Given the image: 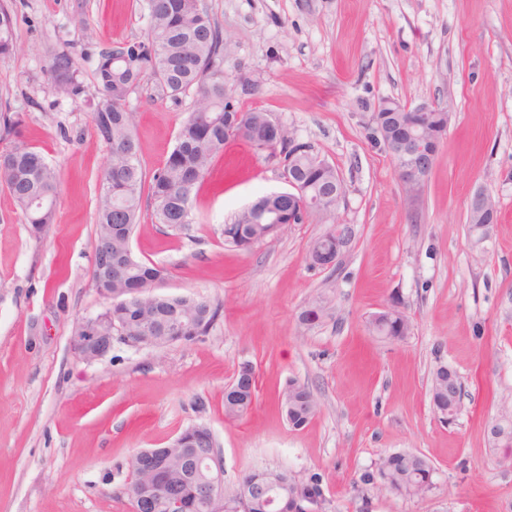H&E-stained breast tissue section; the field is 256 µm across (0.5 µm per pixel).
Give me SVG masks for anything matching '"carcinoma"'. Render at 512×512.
I'll list each match as a JSON object with an SVG mask.
<instances>
[{
    "mask_svg": "<svg viewBox=\"0 0 512 512\" xmlns=\"http://www.w3.org/2000/svg\"><path fill=\"white\" fill-rule=\"evenodd\" d=\"M149 28L141 41H116L95 53L93 87L85 85L74 58L56 54L49 72L57 92L76 104L91 108V119L99 138L108 148V162L99 185L96 237L97 248L90 279L96 288L112 289V330L127 336H152L157 346L169 344L160 338L157 325L186 323L195 335L209 333L221 312V306L200 297H168L154 292L163 280L164 269L134 256L132 237L140 224L142 202L153 208L155 223L173 235H186L199 223L193 203L224 145L240 137L257 153L264 148L277 151L308 186L307 193L290 199L286 195H264L251 211L241 210L231 223L224 225V245L247 250L248 243L261 237L280 234L285 224H260L259 214L293 209L318 211L327 229L314 239L323 248L333 235L336 205L324 196L336 189V167H316V156L308 145L295 143L282 128L270 138V118L260 110L238 105L228 87L224 71L223 38L203 0H147ZM14 49L12 18L0 4V55ZM153 81L164 93L178 99L188 92L193 98L184 113L176 144L164 163L152 175L143 168L136 134V113L127 109V99L142 83ZM395 121L378 114L365 125L366 137L375 148L389 133H398ZM18 121L8 112L0 113V184L5 186L24 214L30 235L39 238L54 222L59 177L44 154L24 142L12 143ZM323 296L313 298L299 314V322L309 328L325 318ZM442 370L433 373L431 390L442 388L437 397L448 406V417L458 415L462 384L458 375L441 383ZM254 367L249 362L239 366L234 380L224 389V416L237 418L246 414L255 399ZM278 403L289 424L305 427L317 414L319 402L305 384L290 380L278 395ZM211 449L172 448L166 451L165 474L168 492L183 499L195 498L196 484L209 479L208 471L198 472L194 482L184 480L186 461L203 458ZM127 466L131 479L123 494L129 505L141 488L156 477L138 468V453L130 455ZM281 481L280 487L308 501L314 512H326L327 498L319 473L295 474L286 469L257 471L245 475L239 488L224 496V512H263L243 500L241 487ZM382 487L404 497L415 498L434 487V468L421 455L410 452L386 454L353 481V491L363 504L367 488Z\"/></svg>",
    "mask_w": 512,
    "mask_h": 512,
    "instance_id": "carcinoma-1",
    "label": "carcinoma"
}]
</instances>
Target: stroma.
Instances as JSON below:
<instances>
[{
  "label": "stroma",
  "instance_id": "35a3bbf8",
  "mask_svg": "<svg viewBox=\"0 0 512 512\" xmlns=\"http://www.w3.org/2000/svg\"><path fill=\"white\" fill-rule=\"evenodd\" d=\"M205 3L224 36L225 70L257 88L241 106L267 112L342 175L336 220L352 241L332 270L307 259L326 229L318 217L248 251L225 247L221 231L241 209L288 189L278 162L231 143L199 193L190 235L165 234L147 206L131 242L165 269L158 294L221 304L213 328L193 342H117L100 361L79 359L76 326L106 306L89 269L108 151L90 108L57 93L49 65L70 52L92 83L95 52L143 40L148 9L146 0H7L15 47L0 56V112L18 118L17 140L44 153L60 186L40 240L0 186V512H129L130 454L168 447L196 423L222 452L228 494L254 471L318 472L326 512H360L353 478L385 454L413 451L434 466V489L412 499L369 490L370 512H512V466L487 434L512 408V0ZM387 97L450 113L413 207L393 159L365 139L368 106ZM189 104L151 83L129 96L146 172L172 150ZM478 189L495 198L500 221L477 244L467 202ZM317 295L327 315L308 329L297 315ZM395 302L410 333L371 335L370 316ZM244 362L257 397L228 419L224 387ZM442 365L463 386L449 424L430 397ZM291 379L320 403L300 430L277 403Z\"/></svg>",
  "mask_w": 512,
  "mask_h": 512
}]
</instances>
